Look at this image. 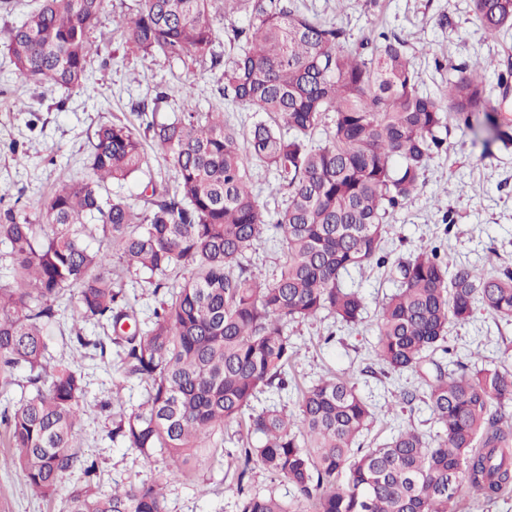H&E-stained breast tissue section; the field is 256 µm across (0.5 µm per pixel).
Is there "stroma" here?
I'll return each mask as SVG.
<instances>
[{"label": "stroma", "mask_w": 512, "mask_h": 512, "mask_svg": "<svg viewBox=\"0 0 512 512\" xmlns=\"http://www.w3.org/2000/svg\"><path fill=\"white\" fill-rule=\"evenodd\" d=\"M133 0H107L101 24L92 39L101 52L91 60L92 80L72 90L26 85L0 47V208L25 209L36 214L55 185L83 178L87 172L90 141L101 126L133 125L149 141L146 124L137 116L138 103L157 104L156 121H170L182 111V92L192 89L201 111L223 113L225 121L251 126L260 115L231 105L220 94L222 68L208 62H181L160 54L128 51L117 25ZM300 11L346 29L350 45L372 39L379 31L405 41L423 86L445 95L449 65L464 66L478 58L499 61L489 70L486 83L498 96L499 70H512V33L492 36L485 32L473 11L472 0H296ZM447 148L428 162L418 196L388 220L384 250L390 259L345 275V282L366 297L364 319L346 326L329 316L290 324L288 332L299 349L288 372L292 387L310 385L321 375L333 373L351 379L358 391L379 409L367 435L382 443L400 425L411 424L435 433L438 426L424 402L405 405L403 391H418L420 379L410 373H390L379 365L373 350L379 306L399 285L397 264L421 247L440 246L450 263L483 269H512V150L492 148L483 152L471 131L450 122ZM148 173H138L122 184L110 185L111 194L124 197L142 209V189L147 180L173 182L175 173L157 147ZM70 321L48 329V355L71 362L87 382L85 411L79 430L82 451L97 462L96 481L110 490L114 481L138 483L165 474L172 466L167 454L154 451L143 456L112 444V410L107 403L120 395L125 410L138 408L146 399L143 384L76 351ZM450 354L445 368L454 363L506 364L512 368V321L483 310L463 324L448 329ZM240 428H224V452L195 465L190 477L169 482V512H237V496L227 492L232 480ZM5 426L0 423V512H64L69 490L83 484L80 472L66 475L59 493L42 497L28 486L9 459Z\"/></svg>", "instance_id": "35a3bbf8"}]
</instances>
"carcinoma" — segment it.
Instances as JSON below:
<instances>
[{
    "label": "carcinoma",
    "mask_w": 512,
    "mask_h": 512,
    "mask_svg": "<svg viewBox=\"0 0 512 512\" xmlns=\"http://www.w3.org/2000/svg\"><path fill=\"white\" fill-rule=\"evenodd\" d=\"M211 0H138L119 28L129 48L167 58H210L225 35L234 56L224 63L223 96L266 119L249 128L201 112L189 90L182 115L151 120L152 140L176 172L175 182L145 185V212L102 188L147 165L135 129L100 127L89 157L90 177L63 181L40 215L0 210V244L7 247L13 283L0 285V380L18 369L35 392L0 416L24 481L55 496L63 477L85 483L67 496V512H167L162 482L94 483L97 464L80 452L78 425L86 383L81 371L46 357L45 329L57 320L55 301L76 296L70 320L93 321L105 335H75L77 346L105 358L107 345L128 378L145 383L147 399L112 413V442L172 460L168 478L186 479L194 460L224 447V426L246 429L238 441L229 490L238 512H455L464 486L487 500L512 492V372L483 365L435 374L427 358L450 353L448 327L475 306L512 319V271L451 265L437 245L399 263L400 285L379 308L375 356L388 371L424 381V401L438 430L414 426L365 447L375 406L355 383L327 373L297 394L295 410L259 412L258 395L288 389L297 354L288 324L327 313L346 325L363 319L364 298L344 274L383 266L386 221L413 201L427 163L445 144L441 128L453 117L482 144L512 145V120L490 105L475 61L448 79V102L424 92L405 43L385 31L359 48L346 31L308 16L287 0H224V14L247 24L217 26ZM106 0H40L4 47L16 76L37 86L73 89L89 79L97 53L90 34ZM483 28H512V0H473ZM332 116L328 136L313 144ZM276 171L287 199L266 223L250 164ZM98 247L90 246L97 232ZM282 251L279 273L260 283L244 264L264 233ZM154 278L163 294L150 325L116 336L137 312L112 273V254ZM51 378L46 388L39 383ZM288 482L293 504L246 494L254 467Z\"/></svg>",
    "instance_id": "cac0c4a2"
}]
</instances>
